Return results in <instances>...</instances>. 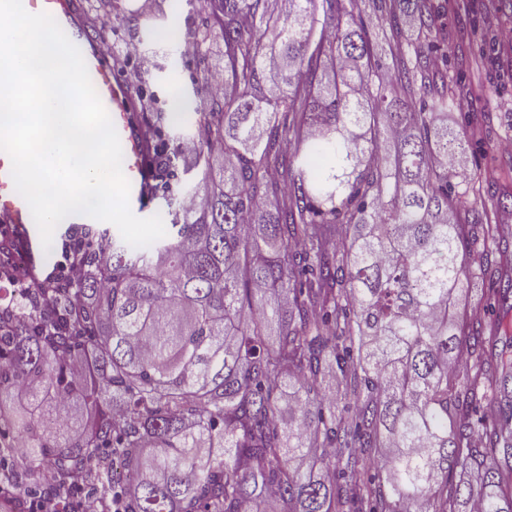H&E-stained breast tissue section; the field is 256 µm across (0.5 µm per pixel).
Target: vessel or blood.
<instances>
[{"label": "vessel or blood", "mask_w": 512, "mask_h": 512, "mask_svg": "<svg viewBox=\"0 0 512 512\" xmlns=\"http://www.w3.org/2000/svg\"><path fill=\"white\" fill-rule=\"evenodd\" d=\"M33 14L54 17L70 41L81 51L92 84L119 136L123 172L130 182L132 213L153 214L155 199L150 191L152 171L146 142L135 120V98L131 85L118 73L101 48L95 30L85 22L81 0H22ZM0 234L10 238L22 251L28 266H45L51 261L43 249L39 230L25 199L16 191L11 160L0 151Z\"/></svg>", "instance_id": "b4317fda"}]
</instances>
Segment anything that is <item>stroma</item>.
<instances>
[{"label": "stroma", "mask_w": 512, "mask_h": 512, "mask_svg": "<svg viewBox=\"0 0 512 512\" xmlns=\"http://www.w3.org/2000/svg\"><path fill=\"white\" fill-rule=\"evenodd\" d=\"M439 41L448 47L445 88L457 106L439 122L460 135L464 151L455 173L471 194L467 206L484 209L492 223L512 231V210L497 208L496 199L512 193V53L496 51L494 36L512 31V0H433ZM197 0H165L162 8L142 14L139 0H119L112 14L113 44L127 39L140 43L135 59L147 84L153 111H165L173 96L205 86L212 73L224 68V41L212 30L202 56H184L172 64L181 44L167 40L170 31L185 32L202 25Z\"/></svg>", "instance_id": "1"}]
</instances>
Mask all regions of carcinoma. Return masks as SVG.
I'll use <instances>...</instances> for the list:
<instances>
[{
  "instance_id": "1",
  "label": "carcinoma",
  "mask_w": 512,
  "mask_h": 512,
  "mask_svg": "<svg viewBox=\"0 0 512 512\" xmlns=\"http://www.w3.org/2000/svg\"><path fill=\"white\" fill-rule=\"evenodd\" d=\"M288 2L199 0L226 89L191 122L193 168L218 177L199 206L171 197L146 247L99 234L106 262L92 252L79 280L10 306L25 318L0 335L15 482L64 498L107 454L121 471L93 491L123 512H512L504 263L484 266L500 321L457 308L471 257L508 236L474 208L451 218L466 192L435 118L454 102L418 84L447 54L404 40L410 16L433 32L431 0H378L369 23L353 0ZM144 117L177 128L183 100ZM150 149L158 175L184 160ZM48 458L62 478L40 479Z\"/></svg>"
}]
</instances>
